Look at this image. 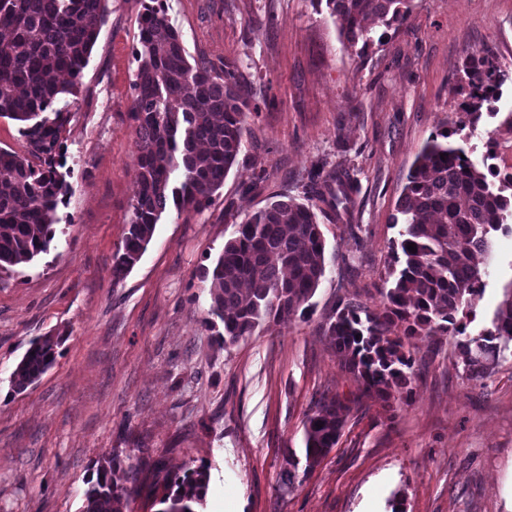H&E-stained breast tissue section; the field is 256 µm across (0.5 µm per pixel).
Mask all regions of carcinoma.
Wrapping results in <instances>:
<instances>
[{"label": "carcinoma", "instance_id": "obj_1", "mask_svg": "<svg viewBox=\"0 0 512 512\" xmlns=\"http://www.w3.org/2000/svg\"><path fill=\"white\" fill-rule=\"evenodd\" d=\"M326 5L340 38L365 52L378 25L399 28L411 0H311ZM108 0H0V118L23 125L30 157L0 149V276L48 252L56 236L58 206L70 186L59 168L63 112L45 113L63 94H74L101 27ZM138 68L131 84L140 189L130 204L122 246L113 255L118 282L140 260L156 225L170 208L201 210L224 184L236 162L247 115L257 110L239 67L218 71L189 60L169 23L166 0H147L138 19ZM509 74L488 51L474 55L458 78L467 90L469 124ZM443 131L425 144L407 175L393 223L401 226L388 272L371 309L339 300L320 333L342 366L384 405L408 393L415 340L462 335L475 318L487 274L492 234L512 211V173L480 169L469 152ZM356 181L347 169L326 174L315 166L303 186V201L286 195L249 214L224 243L215 266L204 270L210 294L204 324L226 349L253 335L305 317L325 275V241L315 209L326 204L336 218L351 215ZM416 245L413 253L407 245ZM61 337L31 342L11 376L25 391L53 365ZM464 370L483 379L512 348V287L496 307L492 327L457 341ZM349 407L322 396L304 422L306 469L336 446ZM138 468L117 457L105 460L89 480L81 512H123ZM210 483L209 467H186L161 485L158 512H199Z\"/></svg>", "mask_w": 512, "mask_h": 512}]
</instances>
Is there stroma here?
Returning a JSON list of instances; mask_svg holds the SVG:
<instances>
[{
  "label": "stroma",
  "mask_w": 512,
  "mask_h": 512,
  "mask_svg": "<svg viewBox=\"0 0 512 512\" xmlns=\"http://www.w3.org/2000/svg\"><path fill=\"white\" fill-rule=\"evenodd\" d=\"M193 59L239 65L257 112L223 186L200 211L169 208L140 261L112 279L138 191L130 85L142 0H111L67 121L71 192L47 254L0 280V512H81L98 462L138 464L124 512H158L166 474L208 464L201 512H512V355L474 380L456 337L421 341L411 393L385 407L342 367L319 325L337 299L375 307L392 222L421 147L460 130L475 159L512 137V77L493 115L463 118L455 73L491 50L512 74V0H412L399 29L376 27L366 52L343 45L311 0H166ZM348 167L358 191L350 222L319 214L325 275L310 316L219 348L203 325L224 243L270 196L301 197L313 165ZM358 224L353 250L348 223ZM484 295L467 326L487 328L512 286V234L497 231ZM59 335L52 367L25 391L10 376L39 336ZM331 394L348 412L335 448L287 484L313 403Z\"/></svg>",
  "instance_id": "35a3bbf8"
}]
</instances>
